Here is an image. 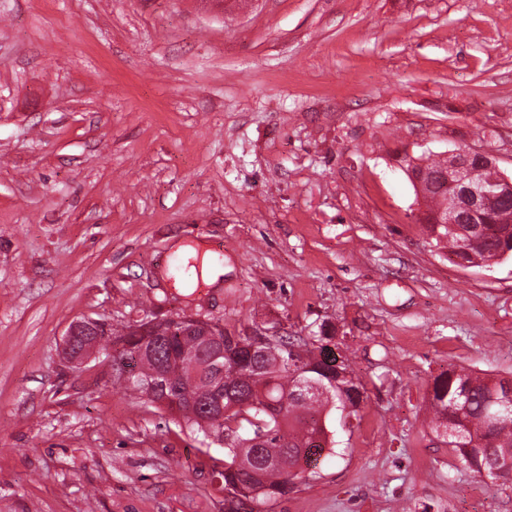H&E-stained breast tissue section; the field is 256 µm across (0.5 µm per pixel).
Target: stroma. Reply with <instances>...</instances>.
Segmentation results:
<instances>
[{
  "label": "stroma",
  "instance_id": "stroma-1",
  "mask_svg": "<svg viewBox=\"0 0 512 512\" xmlns=\"http://www.w3.org/2000/svg\"><path fill=\"white\" fill-rule=\"evenodd\" d=\"M464 146L512 175V0H0V512H228L223 444L113 372L183 315L328 327L363 385L247 512H512L429 427L442 372L512 378V258L454 263L404 164Z\"/></svg>",
  "mask_w": 512,
  "mask_h": 512
}]
</instances>
